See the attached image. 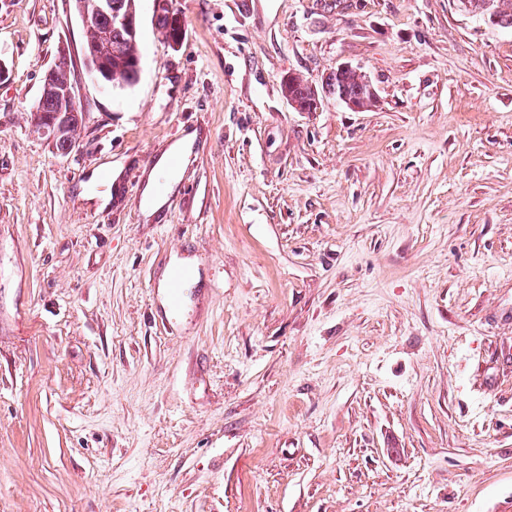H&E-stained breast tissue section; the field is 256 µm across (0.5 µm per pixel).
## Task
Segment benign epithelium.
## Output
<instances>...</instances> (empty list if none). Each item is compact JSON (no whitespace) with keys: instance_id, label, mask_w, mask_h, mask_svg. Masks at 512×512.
Wrapping results in <instances>:
<instances>
[{"instance_id":"7a95c632","label":"benign epithelium","mask_w":512,"mask_h":512,"mask_svg":"<svg viewBox=\"0 0 512 512\" xmlns=\"http://www.w3.org/2000/svg\"><path fill=\"white\" fill-rule=\"evenodd\" d=\"M75 5L83 28L89 32L96 29L102 16L110 15L113 23L127 28L132 35L136 36L139 33V13L128 9L123 10L120 4L113 0H75ZM83 64L88 77L101 88L110 90L119 87L112 78V71L106 69L101 63L98 41L90 39L84 43ZM41 96L52 98L56 102V109L45 114L42 123L33 127V131L50 140L64 139L67 147H74L77 135L71 130L69 118L78 106L76 85L66 58L59 59L44 74Z\"/></svg>"}]
</instances>
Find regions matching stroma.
<instances>
[{"instance_id":"1","label":"stroma","mask_w":512,"mask_h":512,"mask_svg":"<svg viewBox=\"0 0 512 512\" xmlns=\"http://www.w3.org/2000/svg\"><path fill=\"white\" fill-rule=\"evenodd\" d=\"M137 7L112 92L73 0H0V512H512V28L173 0L175 47ZM62 56L67 153L32 131ZM344 64L369 109L330 93ZM293 81H295V78L291 76H289L288 79L284 81V94L288 99L289 103L292 105V107L298 112L316 111L320 106V101L319 98L317 97H315V100L312 101L315 95L314 91H312L309 86H307L305 83H303V81L300 80L297 81L295 84L288 85V88L285 87V83L288 82L291 84ZM294 100L297 101L299 104L308 103L309 105H304L300 107ZM196 137V132H191L185 135L181 141L174 144L165 154L160 156L155 165L149 171L143 192V197L146 198L143 215L146 219L155 216L163 208L166 201V197L159 194L156 190L158 180L162 176H165L167 179V185L170 186L177 183L180 178L179 168L175 171H171L169 169V159L175 155L182 158V160H185L191 152V147L194 144Z\"/></svg>"}]
</instances>
